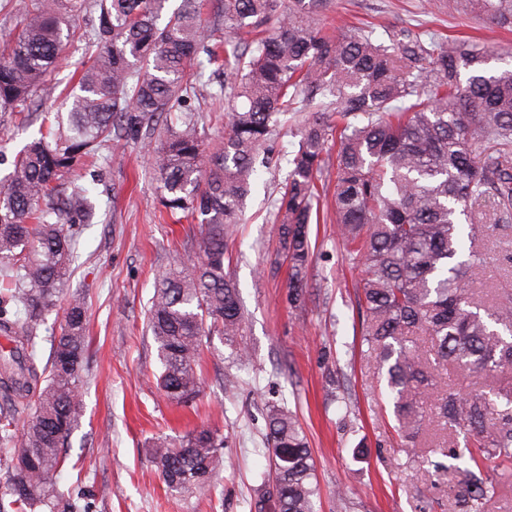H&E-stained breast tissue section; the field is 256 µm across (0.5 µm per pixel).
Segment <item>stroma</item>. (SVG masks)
Returning <instances> with one entry per match:
<instances>
[{
    "instance_id": "35a3bbf8",
    "label": "stroma",
    "mask_w": 512,
    "mask_h": 512,
    "mask_svg": "<svg viewBox=\"0 0 512 512\" xmlns=\"http://www.w3.org/2000/svg\"><path fill=\"white\" fill-rule=\"evenodd\" d=\"M328 28L349 22L375 28L418 27L499 49L512 63V30L471 10L448 12L438 0H328ZM187 103L199 110L209 143L224 138V76L214 66L191 67ZM297 140L280 129L271 143L275 168H258L228 248L245 316V367L230 358L222 337H212L200 365L202 388L192 405L171 403L156 385V346L146 313L156 277L199 240L198 223L161 219L160 188L143 147L114 145L97 172L76 170L88 186L95 217L79 243L67 291L81 290L88 307L90 371L85 410L71 437L80 471L64 469L60 489L79 484L92 512H249L268 496L266 413L285 407L297 415L316 462L320 512H460L450 480L426 461L438 427L404 450L392 414L378 406L373 360L364 357L356 295L358 279L343 258L333 223L312 227L308 295L289 309L287 274H270L278 248L273 201L288 173ZM235 374V386L224 385ZM205 427L224 438L228 463L202 491L166 493L148 448ZM345 503H338L337 492Z\"/></svg>"
}]
</instances>
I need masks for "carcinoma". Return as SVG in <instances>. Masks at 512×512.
Wrapping results in <instances>:
<instances>
[{"label": "carcinoma", "mask_w": 512, "mask_h": 512, "mask_svg": "<svg viewBox=\"0 0 512 512\" xmlns=\"http://www.w3.org/2000/svg\"><path fill=\"white\" fill-rule=\"evenodd\" d=\"M32 0L0 28V113L26 126L41 117L0 186V512H86L55 488L69 464V440L84 412L89 371L86 300L68 296L59 331L38 368L37 326L57 306L77 254L76 225L93 205L79 180L61 181L112 143H140L160 183V203L179 221L199 220V252L159 275L148 327L161 366L159 389L177 405L200 392L207 337L224 336L236 359L244 315L226 261L255 164L299 104H316L295 128L297 149L274 202L279 248L270 270L288 268V305L306 299L310 224L319 183L333 186L336 236L361 269L357 309L375 354L404 446L431 424L461 435L435 453L456 467L450 486L461 512H485L512 473V388L487 390L472 377L512 373V288L480 293L493 236L512 231V67L489 66L492 51L418 28L326 33L327 0H222L227 32L205 31L199 0ZM512 27V0H448ZM97 15L89 27L69 24ZM84 49L64 111L40 112L69 44ZM224 57L237 105L224 113V142L205 144L200 115L180 126L187 65ZM165 138L152 147L158 127ZM498 146L478 152L479 143ZM467 374L443 381L448 366ZM435 396L428 407L425 398ZM266 453L275 512H316L319 488L306 435L286 408L267 413ZM151 457L170 492L213 484L224 438L202 428L177 442L154 441ZM71 465V464H69ZM71 469H77L72 464Z\"/></svg>", "instance_id": "carcinoma-1"}]
</instances>
